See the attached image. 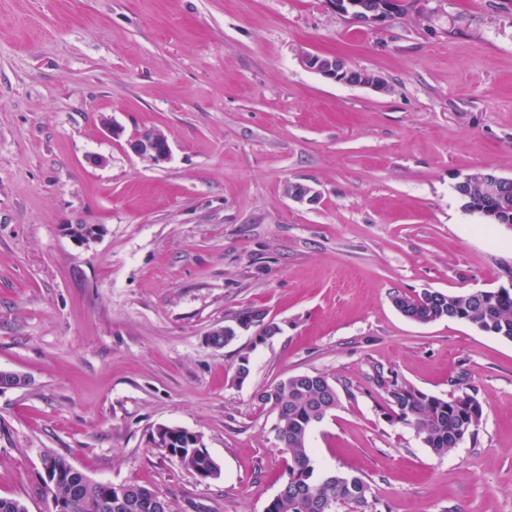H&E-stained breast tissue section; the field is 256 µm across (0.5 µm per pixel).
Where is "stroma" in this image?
Listing matches in <instances>:
<instances>
[{
    "instance_id": "stroma-1",
    "label": "stroma",
    "mask_w": 512,
    "mask_h": 512,
    "mask_svg": "<svg viewBox=\"0 0 512 512\" xmlns=\"http://www.w3.org/2000/svg\"><path fill=\"white\" fill-rule=\"evenodd\" d=\"M146 129L167 160L129 149ZM483 170L512 178V0H414L379 26L326 0H0V370L25 379L0 390V496L49 512L53 451L172 512H264L288 455L258 393L315 372L340 395L315 465L366 480L368 512H512V341L392 301L511 281L512 227L455 191ZM251 309L278 333L207 345ZM394 381L476 395V439L434 455L390 419ZM163 426L201 434L220 478L157 448ZM303 62L309 69L320 73L325 78L338 82L349 83L345 79L347 68L346 76H349L348 79L350 82H360L365 75L361 71L351 69L348 66L346 68L345 60L339 56L306 54L303 58Z\"/></svg>"
}]
</instances>
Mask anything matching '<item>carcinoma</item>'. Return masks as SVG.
Segmentation results:
<instances>
[{
  "instance_id": "obj_1",
  "label": "carcinoma",
  "mask_w": 512,
  "mask_h": 512,
  "mask_svg": "<svg viewBox=\"0 0 512 512\" xmlns=\"http://www.w3.org/2000/svg\"><path fill=\"white\" fill-rule=\"evenodd\" d=\"M485 172L466 176L456 185V192L468 205L479 191ZM397 310L406 318L421 324L456 318L479 331L512 341V296L491 300L486 291L447 294L424 291L420 294H397L393 297ZM215 348L224 347L236 339L233 326L213 328ZM388 405L394 419L414 429L421 442L437 456L448 453L458 444L461 428L476 435L483 420L479 400L463 392L440 398L409 384L394 383L387 390ZM259 399L270 405L276 415L274 430L290 459L289 480L269 501L265 512H338L342 506L349 512H368L371 488L361 477L340 472L315 473L308 446L313 426L339 406L336 384L321 373L291 375L263 389ZM56 468L72 475L71 483L58 494L74 491L71 512H171L170 501L150 486L126 484L122 499L112 501V509L101 507L100 487L84 479V474L62 455L49 453ZM181 465L194 474H204L209 480L221 477V467L209 451L185 448L179 457Z\"/></svg>"
}]
</instances>
